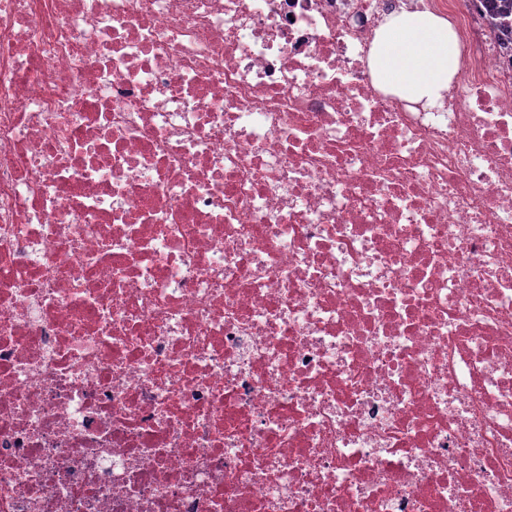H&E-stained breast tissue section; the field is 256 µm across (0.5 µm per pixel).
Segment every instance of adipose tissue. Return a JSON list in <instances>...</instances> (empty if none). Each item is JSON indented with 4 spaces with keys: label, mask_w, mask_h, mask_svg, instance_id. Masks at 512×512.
<instances>
[{
    "label": "adipose tissue",
    "mask_w": 512,
    "mask_h": 512,
    "mask_svg": "<svg viewBox=\"0 0 512 512\" xmlns=\"http://www.w3.org/2000/svg\"><path fill=\"white\" fill-rule=\"evenodd\" d=\"M460 56V41L448 20L403 8L377 29L369 66L377 86L431 106L456 77Z\"/></svg>",
    "instance_id": "1"
}]
</instances>
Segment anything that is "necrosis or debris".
Wrapping results in <instances>:
<instances>
[{
	"label": "necrosis or debris",
	"mask_w": 512,
	"mask_h": 512,
	"mask_svg": "<svg viewBox=\"0 0 512 512\" xmlns=\"http://www.w3.org/2000/svg\"><path fill=\"white\" fill-rule=\"evenodd\" d=\"M403 4L432 109L369 67ZM0 512H512L476 0H0ZM460 56V41L448 20L403 8L377 29L369 66L377 86L432 106L458 74Z\"/></svg>",
	"instance_id": "necrosis-or-debris-1"
}]
</instances>
